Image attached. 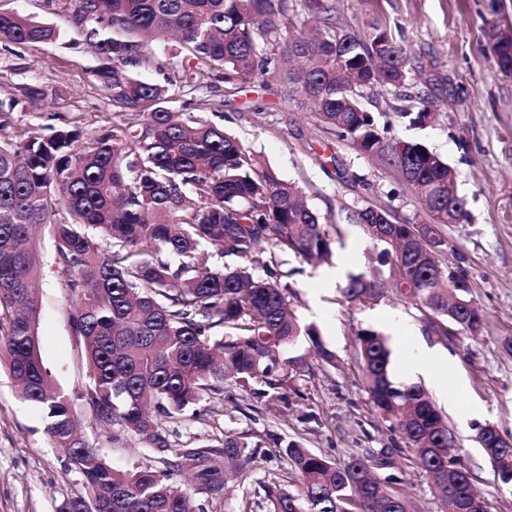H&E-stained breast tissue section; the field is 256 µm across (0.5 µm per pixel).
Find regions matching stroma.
<instances>
[{
    "mask_svg": "<svg viewBox=\"0 0 512 512\" xmlns=\"http://www.w3.org/2000/svg\"><path fill=\"white\" fill-rule=\"evenodd\" d=\"M329 3L337 24L358 34L366 32L372 18L386 16L393 35L416 54L419 74L412 90L437 102L434 119L419 126L398 122L395 113L405 101L393 91L374 90L364 105L391 122V137L425 144L452 169L470 219L441 227L446 246L440 260L465 274L468 296L484 312L485 322L478 336L452 333L443 342L427 330L423 311L394 292L356 306L344 301L340 286L326 287L321 275L332 265H346L351 276L364 274L379 251L363 227L349 220L350 209L386 208L397 223L418 225L430 223L429 212L393 166L339 140L309 104L287 99L275 81L257 77L237 89L217 84L208 93L222 106L225 131L262 165L302 189L335 243L328 263L279 252L272 263L289 286L301 324L317 330V341L334 359L291 378L283 401L224 384L220 396L207 404L203 421L168 426L169 439L192 448L230 433L256 445L254 461L229 482L211 512H238L244 498L253 512H272L276 494L297 487L287 457L275 448L291 441L338 463L368 448L393 449L390 475L411 512H446L407 440L373 409L356 354L357 331L371 328L388 341L394 378L422 386L446 415L455 452L470 469L488 512H512V487L501 482L475 441L479 427L489 423L512 436V353L505 348L512 338V75L495 65L486 0ZM96 65L92 53L65 41L0 46V109L9 131L52 126L88 135L105 125L112 107L93 79ZM27 84L46 86L47 96L34 104L17 102L19 88ZM256 103L261 106L257 112L252 109ZM35 244L44 263L40 350L55 385L71 395L85 380L83 343L69 322L68 295L56 274L49 226L38 228ZM424 347L448 353L454 372L417 374L411 362ZM474 406L482 408L481 417H469ZM74 410L87 439L112 465L158 463L157 453L113 445L82 404ZM82 491L81 476L51 447L41 411L20 397L0 362V512H62Z\"/></svg>",
    "mask_w": 512,
    "mask_h": 512,
    "instance_id": "obj_1",
    "label": "stroma"
}]
</instances>
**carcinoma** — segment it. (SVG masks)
Returning a JSON list of instances; mask_svg holds the SVG:
<instances>
[{
    "mask_svg": "<svg viewBox=\"0 0 512 512\" xmlns=\"http://www.w3.org/2000/svg\"><path fill=\"white\" fill-rule=\"evenodd\" d=\"M76 40L99 61L93 77L112 112L131 118L100 128L42 135L20 129L0 137V356L21 397L39 408L45 432L83 477V493L65 512H205L178 486L218 500L228 481L252 461L246 438L224 435L194 448L171 444L166 425L204 417L203 403L229 381L241 390L281 398L288 376L308 373L295 354L302 331L277 279H256L269 268L264 245L306 260L332 256L334 241L301 190L258 167L224 128L194 116L214 106L200 94L208 84L232 88L268 75L288 98L311 104L320 121L362 152L388 160L426 204L433 226L396 224L388 210L357 213L369 238L383 245L367 275L342 289L349 303L379 297L380 280L417 305L439 336L448 324L472 335L484 314L466 297V278L442 266L436 227L464 224L465 200L448 194V164L426 145L383 137L361 105L374 87L398 90L415 70L408 46L387 22L355 34L336 26L325 0H53ZM316 20L305 32L306 17ZM171 33L179 51L163 82L139 78L150 49ZM65 37L57 26L18 11H0V44L38 45ZM397 113L410 125L435 111L426 95L408 96ZM51 227L69 320L83 342L88 379L76 396L95 421L118 428L145 449L165 453L162 467H112L81 432L70 398L53 386L36 320L40 274L36 229ZM215 246L238 264L201 266L196 255ZM359 362L373 407L411 445L421 469L445 499L481 500L470 472L450 453L448 423L417 384L397 385L390 350L373 329L357 332ZM477 442L512 482V447L496 429L479 427ZM299 488L282 492L273 512H409L404 495L375 471L392 467L386 448L337 464L298 442L284 448Z\"/></svg>",
    "mask_w": 512,
    "mask_h": 512,
    "instance_id": "cac0c4a2",
    "label": "carcinoma"
}]
</instances>
